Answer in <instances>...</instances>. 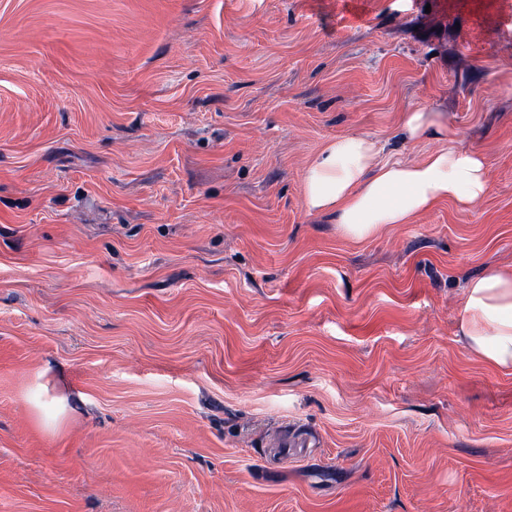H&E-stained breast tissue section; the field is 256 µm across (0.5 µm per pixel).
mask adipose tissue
Returning <instances> with one entry per match:
<instances>
[{"label": "adipose tissue", "instance_id": "ef3b65f1", "mask_svg": "<svg viewBox=\"0 0 512 512\" xmlns=\"http://www.w3.org/2000/svg\"><path fill=\"white\" fill-rule=\"evenodd\" d=\"M404 132L411 140H438L441 147L415 164H380L371 139L331 140L306 170L308 209L333 215L338 232L360 242L385 225L411 223L443 201L470 207L487 194L490 177L484 159L458 146V131L439 110L408 112ZM461 323L477 354L496 367L512 369V273L489 271L472 279Z\"/></svg>", "mask_w": 512, "mask_h": 512}]
</instances>
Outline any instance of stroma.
<instances>
[{
	"instance_id": "obj_1",
	"label": "stroma",
	"mask_w": 512,
	"mask_h": 512,
	"mask_svg": "<svg viewBox=\"0 0 512 512\" xmlns=\"http://www.w3.org/2000/svg\"><path fill=\"white\" fill-rule=\"evenodd\" d=\"M489 169L353 242L330 140ZM512 0H0V512H512ZM74 400L57 429L32 404ZM461 323L477 354L512 369V273L488 271L472 279Z\"/></svg>"
}]
</instances>
